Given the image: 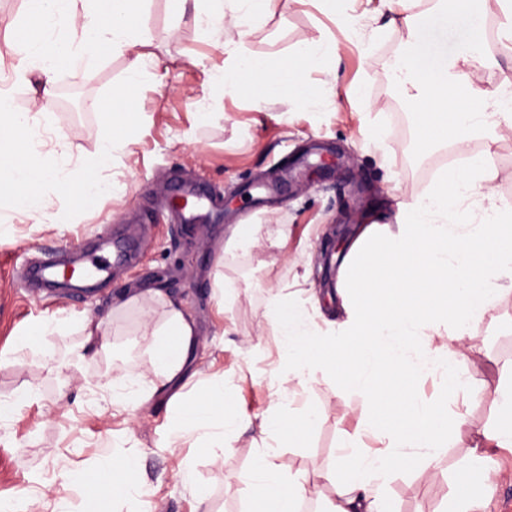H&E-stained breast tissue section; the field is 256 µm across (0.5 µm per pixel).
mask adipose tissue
<instances>
[{"label":"adipose tissue","mask_w":512,"mask_h":512,"mask_svg":"<svg viewBox=\"0 0 512 512\" xmlns=\"http://www.w3.org/2000/svg\"><path fill=\"white\" fill-rule=\"evenodd\" d=\"M36 24L16 39L12 50L20 57L19 74L38 72L43 84H52L62 65L78 56L80 48L109 45L128 58L127 76L112 89V105L106 111L112 126L101 143L95 165L112 164L116 140L133 135L137 105L130 91L148 65L143 40L134 19L142 0H29ZM192 4L197 23L223 27L232 15L236 27L262 20L273 0H233L225 11L224 0H177ZM391 12L408 25L413 44L411 60L401 61L418 114L424 145L454 141L464 147L475 135L496 139L501 126L512 127V100L500 105L483 101L472 73L461 70L481 48L489 0H456L454 12L432 6L422 15L421 0H386ZM465 21L471 38L456 58H448L434 45L428 32L447 27L449 20ZM71 25L79 43L55 39L58 24ZM332 42L305 41L295 56L281 58L274 69L254 57L227 48L224 68L214 76L225 90L241 93L253 74L269 70L272 91L291 90L282 74L297 64H310L317 56L333 53ZM33 125L28 113L15 111L10 95L0 92V191H9L16 209L37 220L47 217L41 197L42 184L54 170L40 164ZM494 174L455 169L445 173L429 194L400 204L404 218L397 224H367L350 244L341 268L336 293L345 313L338 327L321 330L305 310L285 311L280 293H273L265 313L280 338L281 368L275 369L270 408L259 426L257 454L252 467L235 474V481L251 489L248 512H295L307 493L303 473L283 475L274 461L273 441L287 436L300 439L313 425L316 414L293 419L285 416L283 403L293 384L308 383L317 367L342 369L349 382L371 403L367 427L384 433L392 452L368 454L344 450L322 474L335 496L325 512H390L384 486L395 472L417 468L436 476L437 464L448 446V425L464 427L465 413L449 417L445 407L423 403L415 397L414 383L429 372L466 386L470 371L465 352L457 345L469 335L498 282H512V211L491 209L487 223L470 225L463 201L491 182ZM154 309L145 322L141 355L152 377L125 372L105 385L114 405L136 409L182 379L188 355L196 342V328L184 304L154 288H136L120 295L109 314L83 316L77 328L81 342L78 357L97 356L112 344V318L131 309ZM446 330L447 343L434 337ZM497 417L484 430L485 445L474 446L457 473L449 512H475L478 492L498 475L494 449L512 447V363L498 370L495 389ZM188 417H174L166 447H175L184 435H192L202 447L217 451L231 436L249 426L228 405L224 380L203 381L195 400L188 403ZM119 477L103 472L101 479L74 482L63 476V486L78 485L86 502L100 498L102 481L112 484L113 502L141 512L146 491L138 480L134 460L119 462Z\"/></svg>","instance_id":"1"}]
</instances>
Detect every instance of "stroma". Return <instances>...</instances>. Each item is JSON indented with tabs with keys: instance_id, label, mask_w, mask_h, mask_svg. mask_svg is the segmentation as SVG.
I'll return each mask as SVG.
<instances>
[{
	"instance_id": "obj_1",
	"label": "stroma",
	"mask_w": 512,
	"mask_h": 512,
	"mask_svg": "<svg viewBox=\"0 0 512 512\" xmlns=\"http://www.w3.org/2000/svg\"><path fill=\"white\" fill-rule=\"evenodd\" d=\"M334 7L355 18L356 34H344L315 0H276L260 22L243 30L228 22L220 33L203 31L192 12L174 11L170 0H145L136 22L153 62L135 91L137 132L115 143L112 167L105 172L124 190L88 203L77 174L91 169L108 128L101 112L86 104L111 102L113 86L126 78L127 60L99 50L91 65L61 68L50 89L27 84L17 75L18 57L6 42L35 17L27 0H0V87L23 96L25 111L52 113L51 129L64 139L63 146L51 143L40 151L43 164L57 172L42 187L47 224L9 209L11 229L0 238V353L12 355L0 365V401H13L30 385L40 390L38 400L0 418V500L32 503L35 512H84L83 499L62 487L59 473L80 479L131 458L148 491L149 512H195L203 495L211 512L247 508L249 487L225 478L251 467L257 424L271 404V372L280 364L279 338L263 316L268 285H286L292 306L306 308L310 296L322 297L323 317L343 321L342 310L325 300L338 267L321 261L323 250L333 236L352 240L373 218L396 223L398 202L429 191L436 173L449 167L447 148L423 146L405 91L392 77V59L405 52L401 23L393 21L382 0H335ZM331 37L335 52L302 71L306 95H313L315 104L306 96L274 93L257 76L249 92L233 95L213 80L224 65L225 43L272 64L294 53L299 42ZM357 84L363 85V96H351ZM375 127L382 137L372 136ZM316 143L323 157L337 154L341 160L309 179L304 160ZM488 151L496 154L490 166L495 178L480 204L512 208V130L501 129L491 143L471 139L465 154L474 159ZM187 183L223 197L227 207L221 217L196 225L170 223L173 188ZM234 224L259 225L258 245L223 253ZM269 224L282 225L285 247L270 243ZM109 235L138 244L140 253L111 264L93 293L29 287L26 271L47 251L71 259ZM134 288L180 297L195 320L188 377L175 391L189 400L199 380L223 378L233 408L251 418L222 460H213L189 436L165 447L172 421L167 396L130 414L92 393L93 382L127 371L150 378L138 353L141 310L115 319L111 348L93 359L75 357L81 340L75 326L50 336L64 364L61 374L17 350L16 335L25 325L52 314L75 318L107 311L115 295ZM468 342L479 397L451 390L437 376L416 383L420 400L447 405L452 414L465 412L468 424L444 448L436 478L417 469L391 476L385 493L393 512H448L455 472L496 416V368L512 360V289L492 295ZM307 407L319 413L318 423L299 441L278 448L276 462L282 470L307 473L311 491L297 508L319 512L334 489L318 473L334 462L338 447L351 440L375 451L387 441L366 429L370 406L341 373L319 371L310 384L294 385L286 413L297 416ZM185 459L195 470L191 486L177 475ZM495 459L498 476L485 492L486 512H512V447L496 449Z\"/></svg>"
}]
</instances>
